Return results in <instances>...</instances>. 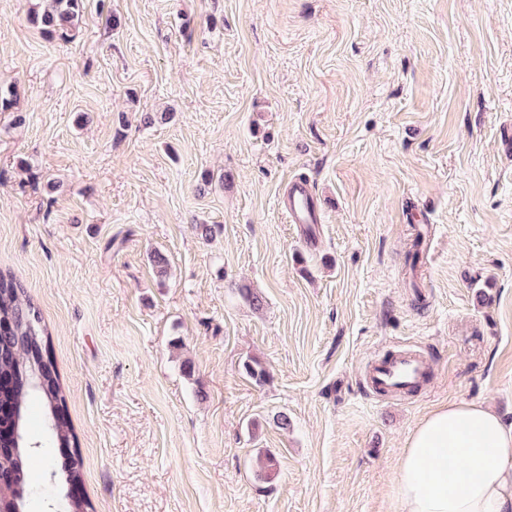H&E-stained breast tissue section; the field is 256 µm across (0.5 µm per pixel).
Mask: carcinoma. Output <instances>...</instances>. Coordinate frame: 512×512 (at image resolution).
I'll list each match as a JSON object with an SVG mask.
<instances>
[{
    "label": "carcinoma",
    "mask_w": 512,
    "mask_h": 512,
    "mask_svg": "<svg viewBox=\"0 0 512 512\" xmlns=\"http://www.w3.org/2000/svg\"><path fill=\"white\" fill-rule=\"evenodd\" d=\"M42 9L31 14V22L50 38L66 39L82 22L84 0H44ZM15 321V332L0 333V374L10 373L20 362H29L45 350L48 335L41 312L30 300L25 288L10 273L0 272V320ZM41 404L46 415L58 412L48 443L68 448L75 437L67 413L66 397L57 374L44 377L41 390L34 393L14 387L0 391V407L18 405L30 411L31 403ZM31 452L0 453V471H14L26 483V493L36 495L45 483V473L31 470Z\"/></svg>",
    "instance_id": "obj_1"
}]
</instances>
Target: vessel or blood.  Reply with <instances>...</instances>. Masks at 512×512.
<instances>
[{"instance_id":"vessel-or-blood-1","label":"vessel or blood","mask_w":512,"mask_h":512,"mask_svg":"<svg viewBox=\"0 0 512 512\" xmlns=\"http://www.w3.org/2000/svg\"><path fill=\"white\" fill-rule=\"evenodd\" d=\"M288 217L294 224L317 223V206L307 182L297 179L289 183ZM428 375L426 357L416 350L401 348L370 365L368 385L378 394L405 395L419 390Z\"/></svg>"}]
</instances>
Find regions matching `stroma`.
Returning <instances> with one entry per match:
<instances>
[{"instance_id":"obj_1","label":"stroma","mask_w":512,"mask_h":512,"mask_svg":"<svg viewBox=\"0 0 512 512\" xmlns=\"http://www.w3.org/2000/svg\"><path fill=\"white\" fill-rule=\"evenodd\" d=\"M40 4L0 0V269L42 313L83 480L34 411L57 480L29 512H396L430 411L512 423V0H85L67 41ZM408 346L425 385L370 392ZM288 217L293 224H318L314 196L309 184L300 179L288 184Z\"/></svg>"}]
</instances>
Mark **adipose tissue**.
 I'll use <instances>...</instances> for the list:
<instances>
[{"mask_svg":"<svg viewBox=\"0 0 512 512\" xmlns=\"http://www.w3.org/2000/svg\"><path fill=\"white\" fill-rule=\"evenodd\" d=\"M400 512H512V424L451 402L424 417L401 451Z\"/></svg>","mask_w":512,"mask_h":512,"instance_id":"1","label":"adipose tissue"}]
</instances>
